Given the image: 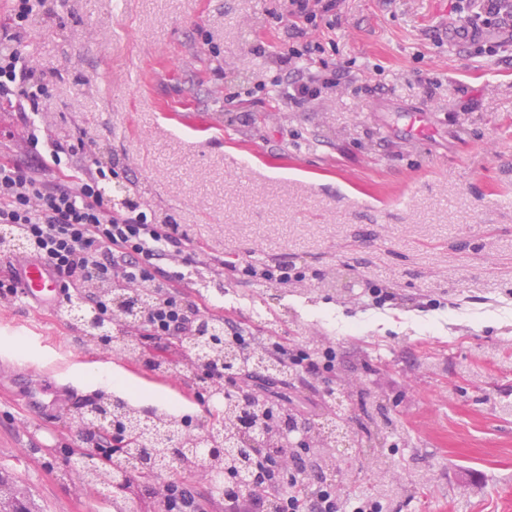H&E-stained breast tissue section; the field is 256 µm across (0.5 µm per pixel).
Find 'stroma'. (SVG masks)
Returning a JSON list of instances; mask_svg holds the SVG:
<instances>
[{
    "instance_id": "35a3bbf8",
    "label": "stroma",
    "mask_w": 512,
    "mask_h": 512,
    "mask_svg": "<svg viewBox=\"0 0 512 512\" xmlns=\"http://www.w3.org/2000/svg\"><path fill=\"white\" fill-rule=\"evenodd\" d=\"M453 0H342L324 57L351 79L301 108H278L271 81L286 41L281 0H60L23 42L51 98L52 135L86 131L159 217L201 248L179 282L211 314L255 335L329 337L333 373L264 385L307 422L323 421L333 376L356 379L347 405L362 431L394 430L361 452L351 493L385 471L391 512H512V60L440 44ZM426 109L431 133L411 138ZM0 153L33 162L17 109L0 105ZM285 261L307 278L236 279L214 266ZM220 281L223 294H203ZM393 303L376 308L369 283ZM438 299V309L421 305ZM114 363L65 310L0 302V478L35 512H113L106 489L73 469L75 419L111 398L94 365L113 366L143 411L178 405L199 431L211 404L173 346ZM38 362L62 402L33 422L23 392Z\"/></svg>"
}]
</instances>
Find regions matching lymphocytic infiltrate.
<instances>
[{
	"mask_svg": "<svg viewBox=\"0 0 512 512\" xmlns=\"http://www.w3.org/2000/svg\"><path fill=\"white\" fill-rule=\"evenodd\" d=\"M340 0H285L290 22L288 43L279 61L283 75L272 82V95L285 107L299 108L324 89L349 78L347 68L317 65L323 46L315 34L335 28ZM453 8L465 25L458 33L463 45L492 54L512 47V0H455ZM51 13L46 0H11L6 25L0 26V101L28 105L24 132L37 162L21 165L0 155V225L15 228L32 256L44 259L63 285L94 275L121 287H150L155 299L142 313L141 335L176 343L193 330L199 303L177 289L182 269L196 252L194 240L178 225L157 222L149 208L133 201L117 209L101 188L112 174L99 161L76 169L75 155L85 152V137L61 139L45 132L33 119L49 97V86L33 73L21 35L37 18ZM54 173L47 181L46 173ZM271 353L294 370L320 375L335 366L336 349L327 347L319 360L303 346L272 342ZM259 465L268 477L262 494L233 479L224 494L233 512H383L380 500L367 494L343 495L335 484L306 480L301 468L283 476L267 459Z\"/></svg>",
	"mask_w": 512,
	"mask_h": 512,
	"instance_id": "obj_1",
	"label": "lymphocytic infiltrate"
}]
</instances>
